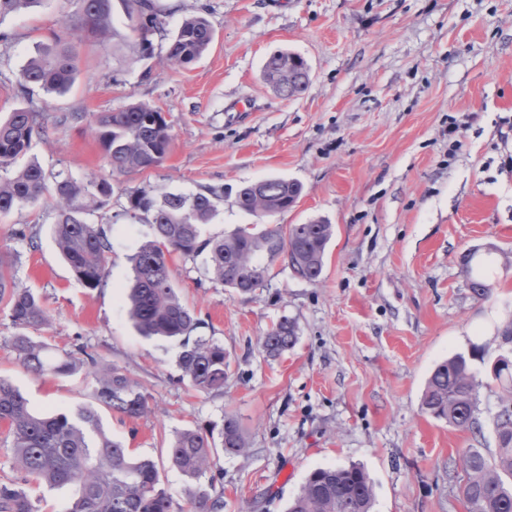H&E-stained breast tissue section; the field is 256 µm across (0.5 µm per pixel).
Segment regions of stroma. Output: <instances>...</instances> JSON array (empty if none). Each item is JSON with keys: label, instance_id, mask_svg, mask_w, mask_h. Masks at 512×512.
<instances>
[{"label": "stroma", "instance_id": "35a3bbf8", "mask_svg": "<svg viewBox=\"0 0 512 512\" xmlns=\"http://www.w3.org/2000/svg\"><path fill=\"white\" fill-rule=\"evenodd\" d=\"M157 3L165 23L151 59L134 60L124 47V6L112 0L114 39H73L79 71L63 95L24 97L17 82L36 43L76 24L74 0L0 16V120L17 108L50 110L62 122L34 135L27 160L51 179L112 184L110 206L89 217L112 241L95 289L56 248L50 197L0 215L16 284L39 293L49 314L35 337L57 352L86 345L140 383L146 415L98 414L107 434L155 461L175 506L185 504L186 478L167 453L174 432L209 430L230 415L249 449L214 460L209 492L223 498L224 512H287L312 470L352 463L371 479L372 512H467L458 495L462 454L496 447L490 365L512 319V0ZM192 11L206 15L214 40L199 62L174 70L165 49ZM279 50L311 67L298 96L283 97L263 77ZM133 102L161 108L173 145L160 166L115 174L90 119ZM72 112L85 120H69ZM268 178L302 186L269 224H333L323 273L309 283L278 259L261 288L242 293L215 282L205 257L174 260L172 280L201 322L199 335L223 345L229 364L223 390L204 393L180 377L178 340L144 338L129 317L130 257L152 230L126 215L128 198L143 188L221 190L202 235L224 236L256 223L236 195ZM470 250L496 286L485 301L472 296L460 262ZM284 316L295 320L298 342L265 357L258 341ZM18 333L0 305V376L34 412L93 406L86 371L27 372L12 349ZM457 353L470 356L482 384L478 435L421 408L431 372Z\"/></svg>", "mask_w": 512, "mask_h": 512}]
</instances>
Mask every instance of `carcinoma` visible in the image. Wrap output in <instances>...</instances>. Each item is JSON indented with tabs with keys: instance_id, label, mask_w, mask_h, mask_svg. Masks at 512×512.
<instances>
[{
	"instance_id": "cac0c4a2",
	"label": "carcinoma",
	"mask_w": 512,
	"mask_h": 512,
	"mask_svg": "<svg viewBox=\"0 0 512 512\" xmlns=\"http://www.w3.org/2000/svg\"><path fill=\"white\" fill-rule=\"evenodd\" d=\"M112 0H77L78 30L105 42L111 33ZM126 28L142 60L154 53L151 36L162 26L155 0H123ZM71 32L53 35L34 47L21 71L19 89L28 95L37 87L46 93L64 94L78 72ZM214 37L211 23L202 15L183 20L168 43L167 65L185 68L198 62ZM264 75L285 97L306 89L310 66L299 54L277 51L264 63ZM95 136L112 172L123 174L159 166L170 151L173 137L163 112L147 103H132L95 118ZM46 131L43 109L18 108L0 121V171H9L31 146L33 134ZM47 190L43 168L30 163L10 177H0V215L38 199ZM58 221L55 238L59 251L77 279L87 288L98 287L107 275L112 242L105 229L90 224L86 216L109 205L112 184L105 178L85 182L62 179L53 187ZM302 193L295 181L271 178L243 186L238 206L264 218L292 207ZM222 193L210 189L190 196L165 193L157 196L142 189L129 197L127 212L146 220L152 238L131 258L132 282L127 294L131 320L143 336L180 340L177 366L181 379L205 393L224 389L226 354L210 338L196 336L200 320L179 297L174 287L170 261L173 256L194 259L207 253L214 280L240 292L261 287L269 261L282 259L295 276L310 283L319 281L333 225L324 220L290 224L288 228L264 229L240 226L226 237L201 238V226L210 222ZM476 253L461 256L469 273L474 298L487 300L493 284L473 266ZM15 262L0 251V303L21 329H38L48 321L41 298L16 287ZM298 341L295 323L284 316L261 337L259 350L275 358ZM16 359L39 375L65 376L82 368L92 376L91 396L100 405L122 417L139 418L150 411V396L138 382L114 364L99 360L84 345L54 352L45 342L20 334L13 338ZM502 414L491 418L496 448L486 456L480 448L467 449L462 457L465 478L458 491L467 512H512V363L495 376ZM479 387L469 359L455 354L432 372L422 401L424 411L463 430L481 431L477 417ZM0 423L11 438L13 469L20 478L0 483V512H35L26 490L30 484L71 485L76 498L68 512H175L170 494L160 485L153 460L140 457L119 440L106 434L92 409L76 416L33 412L12 382L0 378ZM248 444L237 420L225 417L219 439L213 432L182 429L175 433L168 454L172 464L189 483L184 489L189 512H223L224 501L210 495L201 479L218 452L242 455ZM373 489L364 470L356 465L317 468L307 477L289 512H371Z\"/></svg>"
}]
</instances>
